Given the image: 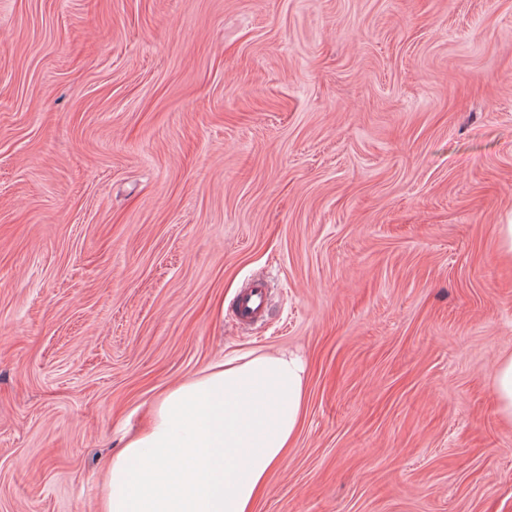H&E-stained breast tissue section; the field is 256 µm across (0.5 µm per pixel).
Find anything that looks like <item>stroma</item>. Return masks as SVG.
<instances>
[{"mask_svg":"<svg viewBox=\"0 0 512 512\" xmlns=\"http://www.w3.org/2000/svg\"><path fill=\"white\" fill-rule=\"evenodd\" d=\"M511 220L512 0H0V512H99L165 387L283 349L255 512H512ZM263 282L253 283L238 298L239 316L245 321H253L261 317L266 307V289ZM495 408L500 421L512 427V354L502 355L494 370Z\"/></svg>","mask_w":512,"mask_h":512,"instance_id":"35a3bbf8","label":"stroma"}]
</instances>
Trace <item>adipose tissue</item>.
<instances>
[{
    "mask_svg": "<svg viewBox=\"0 0 512 512\" xmlns=\"http://www.w3.org/2000/svg\"><path fill=\"white\" fill-rule=\"evenodd\" d=\"M305 409V366L290 352H250L171 384L111 460L100 512H254Z\"/></svg>",
    "mask_w": 512,
    "mask_h": 512,
    "instance_id": "ef3b65f1",
    "label": "adipose tissue"
}]
</instances>
